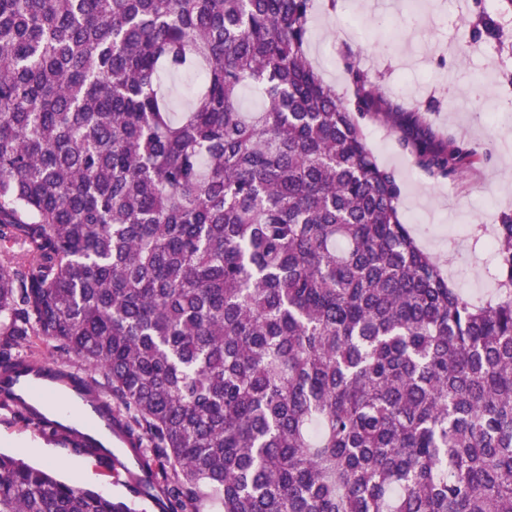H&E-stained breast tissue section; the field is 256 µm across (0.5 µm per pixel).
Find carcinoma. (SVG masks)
I'll return each instance as SVG.
<instances>
[{
  "label": "carcinoma",
  "instance_id": "obj_1",
  "mask_svg": "<svg viewBox=\"0 0 512 512\" xmlns=\"http://www.w3.org/2000/svg\"><path fill=\"white\" fill-rule=\"evenodd\" d=\"M316 2L0 0V374L33 337L101 372L168 512H512V212L471 300L360 120L433 179L490 149L338 93ZM0 512L131 509L0 452Z\"/></svg>",
  "mask_w": 512,
  "mask_h": 512
}]
</instances>
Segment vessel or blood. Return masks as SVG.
I'll list each match as a JSON object with an SVG mask.
<instances>
[{
	"label": "vessel or blood",
	"mask_w": 512,
	"mask_h": 512,
	"mask_svg": "<svg viewBox=\"0 0 512 512\" xmlns=\"http://www.w3.org/2000/svg\"><path fill=\"white\" fill-rule=\"evenodd\" d=\"M102 394L74 383L41 358H28L0 378V410L12 415L30 413L45 421L59 439L75 448H102L116 471L129 475V488L149 500L153 512H165L164 500L152 497L150 475L141 467V456L102 404Z\"/></svg>",
	"instance_id": "vessel-or-blood-1"
}]
</instances>
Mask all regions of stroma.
I'll return each mask as SVG.
<instances>
[{"instance_id":"stroma-1","label":"stroma","mask_w":512,"mask_h":512,"mask_svg":"<svg viewBox=\"0 0 512 512\" xmlns=\"http://www.w3.org/2000/svg\"><path fill=\"white\" fill-rule=\"evenodd\" d=\"M410 2L380 8L371 0H336L331 14L317 8L310 55L337 92H346L345 64L354 62L405 109L431 105L426 118L434 128L490 148L488 162L462 179L434 180L399 149L395 129L361 122L377 163L399 181L401 221L442 259L454 288L485 299L495 292L487 244L497 215L512 211V47L472 38L465 21L485 0ZM0 451L51 466L59 479L127 501L133 512H150L111 462L61 446L17 418L0 416Z\"/></svg>"}]
</instances>
